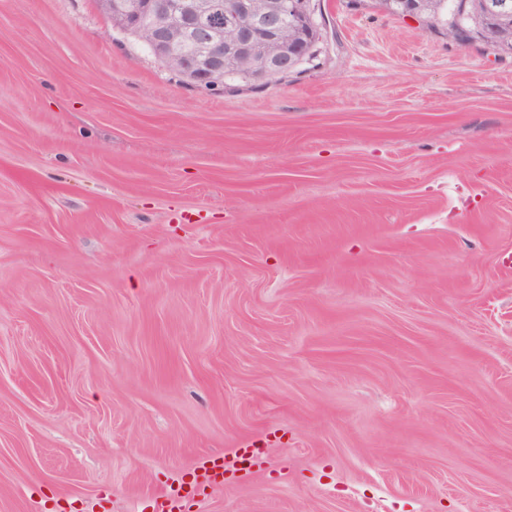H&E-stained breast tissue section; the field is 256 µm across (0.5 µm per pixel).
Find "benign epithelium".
<instances>
[{
    "mask_svg": "<svg viewBox=\"0 0 512 512\" xmlns=\"http://www.w3.org/2000/svg\"><path fill=\"white\" fill-rule=\"evenodd\" d=\"M112 23L148 39L156 59L208 90L224 83V63H248L259 81L283 78L307 45L288 38L313 27L311 0H99ZM476 36L497 51H512V0H479Z\"/></svg>",
    "mask_w": 512,
    "mask_h": 512,
    "instance_id": "7a95c632",
    "label": "benign epithelium"
}]
</instances>
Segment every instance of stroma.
Wrapping results in <instances>:
<instances>
[{
    "instance_id": "stroma-1",
    "label": "stroma",
    "mask_w": 512,
    "mask_h": 512,
    "mask_svg": "<svg viewBox=\"0 0 512 512\" xmlns=\"http://www.w3.org/2000/svg\"><path fill=\"white\" fill-rule=\"evenodd\" d=\"M205 92L0 0V512H512V53L316 0Z\"/></svg>"
}]
</instances>
